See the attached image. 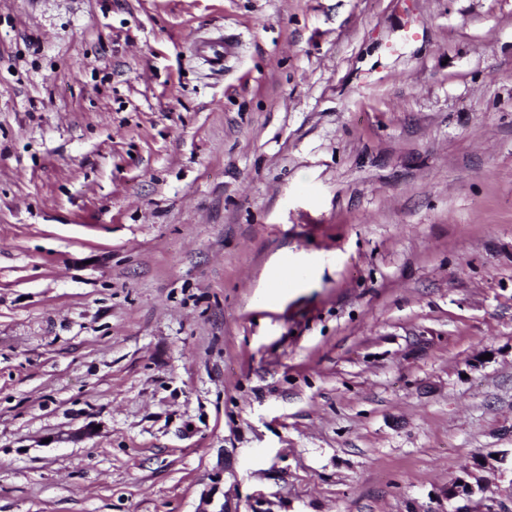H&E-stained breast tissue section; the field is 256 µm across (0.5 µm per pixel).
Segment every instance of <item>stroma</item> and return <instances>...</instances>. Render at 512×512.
I'll return each mask as SVG.
<instances>
[{
  "label": "stroma",
  "mask_w": 512,
  "mask_h": 512,
  "mask_svg": "<svg viewBox=\"0 0 512 512\" xmlns=\"http://www.w3.org/2000/svg\"><path fill=\"white\" fill-rule=\"evenodd\" d=\"M477 454L512 0H0V512H451ZM197 50L202 52L209 65L217 71L224 70V57L231 53L232 46L222 42H201Z\"/></svg>",
  "instance_id": "stroma-1"
}]
</instances>
